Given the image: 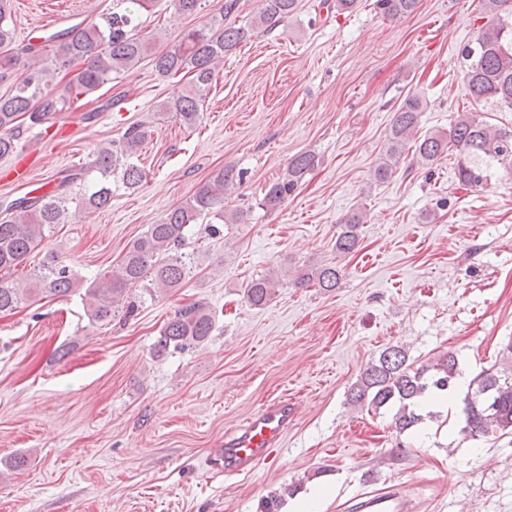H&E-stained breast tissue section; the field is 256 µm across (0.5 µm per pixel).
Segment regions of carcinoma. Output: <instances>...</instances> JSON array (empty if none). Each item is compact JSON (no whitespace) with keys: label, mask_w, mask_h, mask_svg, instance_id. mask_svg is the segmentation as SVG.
I'll return each instance as SVG.
<instances>
[{"label":"carcinoma","mask_w":512,"mask_h":512,"mask_svg":"<svg viewBox=\"0 0 512 512\" xmlns=\"http://www.w3.org/2000/svg\"><path fill=\"white\" fill-rule=\"evenodd\" d=\"M13 0H0V76L15 75L8 94L0 95V156L17 148L19 128L43 125L60 112L71 108L82 96L94 92L143 60H149L164 78L181 73L191 76V86L177 90L163 109L180 125L195 127L202 118L201 102L215 79L216 62L231 54L239 44L259 31H270L291 17L297 0H264L263 10L251 23L238 27L222 23L184 31L161 50L155 39L132 33L134 13L151 11L157 0H128L132 9L102 17L103 24L82 22L55 34L46 44L14 50ZM512 0H480L486 13L498 17L497 23L481 29L475 44L462 52L466 62L468 95L475 101L493 99L512 108V27L501 18ZM419 0H378L383 14L392 19L411 16ZM203 0H169L179 16H194ZM83 64L76 77L58 92L51 87V69L62 70L72 62ZM423 103L419 96H406L394 109L382 161L373 169L378 183L387 182L407 147L414 148L419 163L429 165L454 148L464 155L458 166L461 184L479 187L488 179L480 162L507 161L512 164V130L496 129L471 112L458 114L447 131L418 138ZM147 131L142 124L126 128L121 138L99 148L90 166L64 176L50 194L19 198L0 211V313L18 309L30 295L59 298L75 289L76 282L66 265L55 258L32 273L30 287L14 279V274L31 253L38 250L46 233L68 218L69 204L75 209L103 210L112 206L120 190L134 191L144 181L137 152ZM315 164V156L302 153L294 157L277 181L265 189L262 202L275 208L283 203ZM243 182V173L231 166L215 170L209 179L185 202L169 210L158 222L125 249L119 264L104 270L85 289L88 315L95 323L126 318L138 304L158 294L181 288L199 265L194 253L185 251L190 226L204 220L216 225L224 222V197ZM364 212L355 208L346 215L336 238V249L353 252L359 244ZM339 270L318 267L296 277L299 287L315 285L326 291L336 287ZM278 285L274 276L251 281L245 298L252 306L267 304ZM216 330L212 310L195 301L175 311L162 327L154 343L159 356L183 353L205 345ZM460 375L453 352L441 355L430 364H415L401 346L382 350L361 373L350 390L349 402L375 412L394 411L392 423L405 432L424 420L423 404L433 397H446L456 387ZM466 425L462 433L477 440L490 434L512 435V372L500 376L488 369L474 377L464 397Z\"/></svg>","instance_id":"1"}]
</instances>
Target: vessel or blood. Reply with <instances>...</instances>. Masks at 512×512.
<instances>
[{
  "mask_svg": "<svg viewBox=\"0 0 512 512\" xmlns=\"http://www.w3.org/2000/svg\"><path fill=\"white\" fill-rule=\"evenodd\" d=\"M296 414L294 405L280 402L258 413L235 434L225 437L215 457L228 473L252 470L266 459L271 448L280 443ZM358 512H410L407 498L396 492L369 497L357 505Z\"/></svg>",
  "mask_w": 512,
  "mask_h": 512,
  "instance_id": "1",
  "label": "vessel or blood"
}]
</instances>
